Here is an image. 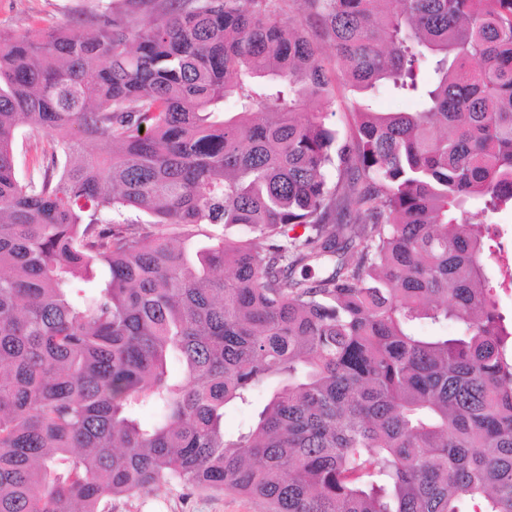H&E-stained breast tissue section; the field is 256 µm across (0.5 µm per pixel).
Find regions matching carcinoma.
I'll return each mask as SVG.
<instances>
[{
    "label": "carcinoma",
    "instance_id": "cac0c4a2",
    "mask_svg": "<svg viewBox=\"0 0 512 512\" xmlns=\"http://www.w3.org/2000/svg\"><path fill=\"white\" fill-rule=\"evenodd\" d=\"M303 2L341 73L277 0L0 31V512H512V0ZM339 79L422 110L341 140L311 109ZM190 230L193 234L198 235L196 238L203 239L205 234L215 235L222 237L227 240H240L246 237V234L243 230L233 227L229 229H224L221 225H213V224H197L195 226L190 227ZM112 512H262V506L244 495L169 487L155 494L114 500Z\"/></svg>",
    "mask_w": 512,
    "mask_h": 512
}]
</instances>
